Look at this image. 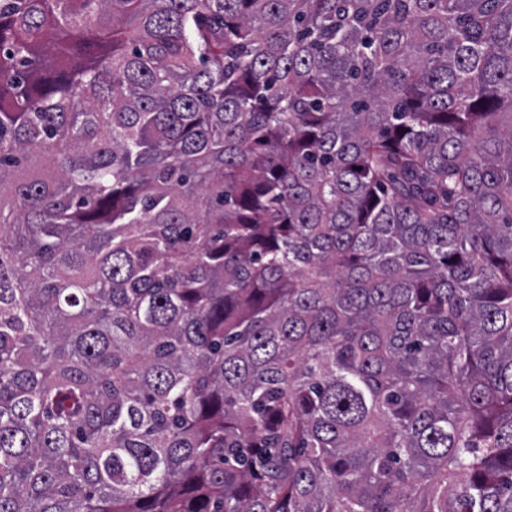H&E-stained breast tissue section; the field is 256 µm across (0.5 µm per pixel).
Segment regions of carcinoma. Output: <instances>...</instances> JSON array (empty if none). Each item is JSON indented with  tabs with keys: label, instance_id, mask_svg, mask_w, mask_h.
Listing matches in <instances>:
<instances>
[{
	"label": "carcinoma",
	"instance_id": "cac0c4a2",
	"mask_svg": "<svg viewBox=\"0 0 512 512\" xmlns=\"http://www.w3.org/2000/svg\"><path fill=\"white\" fill-rule=\"evenodd\" d=\"M0 512H512V0H0Z\"/></svg>",
	"mask_w": 512,
	"mask_h": 512
}]
</instances>
